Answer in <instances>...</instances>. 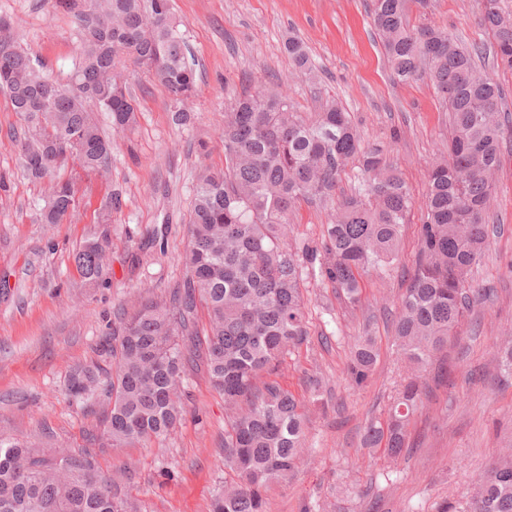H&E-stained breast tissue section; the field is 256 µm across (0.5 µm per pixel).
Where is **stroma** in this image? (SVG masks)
<instances>
[{
  "mask_svg": "<svg viewBox=\"0 0 512 512\" xmlns=\"http://www.w3.org/2000/svg\"><path fill=\"white\" fill-rule=\"evenodd\" d=\"M171 13L196 61L197 93L189 127L173 125L163 87L134 74L138 106L133 132L117 133L109 113L96 120L112 138L106 175L122 205L108 227L95 224L100 197L82 202L61 224L40 223L44 185L26 176L11 137L21 128L0 92V431L53 448L81 445L104 404L87 408L63 391L70 372L97 359L117 308L133 309L143 291L167 295L185 275L182 256L195 176L200 166H223L224 108L243 91L274 82L286 87L297 111L310 116L333 98L352 113L369 143L389 145V163L414 199L424 171L444 152L450 117L427 80L397 82L369 17V0H170ZM478 0H430L425 21L465 46L491 36L477 21ZM20 44L48 71L67 77L80 46L72 15L53 0H0ZM303 40L317 80L292 74L288 38ZM502 164L489 203L494 231L474 287L491 292L476 304L443 350L447 376L430 378L428 400L414 413L410 448L399 461L363 447L366 424L386 417L404 368L397 358L390 313L408 285L418 247L421 210L403 227L397 267L362 281V304L349 307L316 278L305 284L309 336L292 349L278 375L302 403L307 455L292 478L266 492L267 512H436L443 500L468 496L473 476L487 471L502 438L512 436V382L493 380L495 343L512 334V123L503 130ZM208 155H200L199 142ZM106 232L110 278L88 284L72 261L90 235ZM371 333L379 352L370 382L352 387L343 368L359 336ZM320 373V390L307 378ZM184 419L163 444L102 448L101 466L129 468V490L142 512H210L224 478V398L204 368L184 380Z\"/></svg>",
  "mask_w": 512,
  "mask_h": 512,
  "instance_id": "stroma-1",
  "label": "stroma"
}]
</instances>
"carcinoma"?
I'll use <instances>...</instances> for the list:
<instances>
[{
  "instance_id": "obj_1",
  "label": "carcinoma",
  "mask_w": 512,
  "mask_h": 512,
  "mask_svg": "<svg viewBox=\"0 0 512 512\" xmlns=\"http://www.w3.org/2000/svg\"><path fill=\"white\" fill-rule=\"evenodd\" d=\"M428 0H370L375 34L398 81L429 73L451 112L448 155L436 158L425 181L418 252L408 288L392 322L398 356L408 368L386 418L364 429L366 448L395 461L408 449L407 427L427 396L426 374L481 291L471 271L489 241L487 204L502 163L503 91L482 72L469 49L447 31L410 23V5ZM82 30L79 60L60 80L24 49L0 39V91L24 114L15 138L29 179L50 180L44 224H60L80 206L78 183L102 180L112 142L89 110L112 114L119 131L138 124L126 62L162 86L177 126L192 123L187 108L196 69L170 13L169 0H55ZM478 23L492 34L493 65L512 69V12L500 0H480ZM288 66L315 80L307 48L290 37ZM224 166L197 174L184 257L186 275L167 299L148 297L132 312L113 313L112 338L99 361L74 369L65 395L84 406L107 405L100 427L83 444L56 451L0 431V512H141L125 491L128 474L105 472L95 448H126L165 440L183 418V380L200 360L212 388L224 396V468L212 512H266L265 493L288 480L305 452V416L275 379L281 358L309 336L303 289L307 277L361 303V279L399 260L403 224L413 201L389 148L364 142L336 100L308 119L281 87L246 93L224 109ZM358 164L362 182L330 208L318 241L290 242L289 215L301 201L332 200L345 166ZM119 194L107 193L97 223H112ZM107 233L85 240L74 254L89 283L109 273ZM208 324L199 326L198 308ZM496 370L512 380V336L496 342ZM373 337L359 338L345 373L367 385L377 363ZM437 512H512V443L461 501Z\"/></svg>"
}]
</instances>
